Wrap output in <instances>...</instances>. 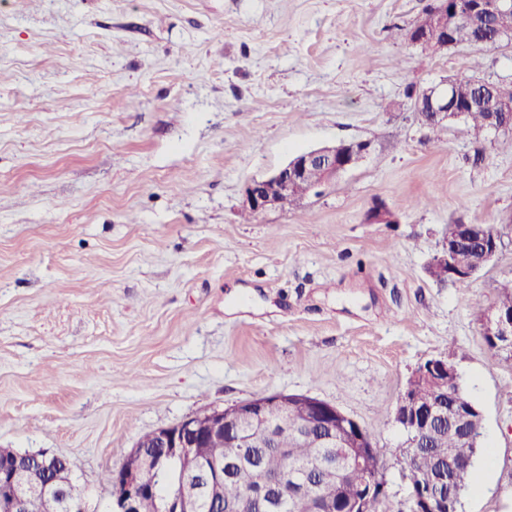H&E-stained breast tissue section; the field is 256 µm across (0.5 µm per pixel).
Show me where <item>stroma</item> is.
<instances>
[{"instance_id":"stroma-1","label":"stroma","mask_w":512,"mask_h":512,"mask_svg":"<svg viewBox=\"0 0 512 512\" xmlns=\"http://www.w3.org/2000/svg\"><path fill=\"white\" fill-rule=\"evenodd\" d=\"M431 0H0V447L66 457L91 512L137 440L273 392L356 419L409 512L399 394L452 364L484 413L460 512H512V366L483 336L512 279V134L435 132L412 97L512 81V46L432 53ZM365 140L320 194L241 218L245 185ZM485 146L476 160V146ZM498 257L434 277L448 227ZM487 225L489 233L482 230V224H457L455 237L446 242L443 255L437 257L432 265L433 275L448 282H466L490 264L500 252L502 238L498 230L493 231L495 225ZM474 244L479 245L480 255L471 250H463L457 254V260L461 264L471 265L480 256L481 264L466 268L458 267L453 261L455 252ZM457 371L448 361L431 359L423 363L420 370H416L413 380L418 383L428 382L448 390V395L457 387Z\"/></svg>"}]
</instances>
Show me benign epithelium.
<instances>
[{
    "label": "benign epithelium",
    "instance_id": "1",
    "mask_svg": "<svg viewBox=\"0 0 512 512\" xmlns=\"http://www.w3.org/2000/svg\"><path fill=\"white\" fill-rule=\"evenodd\" d=\"M485 0H436V5L410 31L411 43H429L442 51L450 47L446 33L456 26L480 27L488 15ZM421 109L418 116L440 123L464 116L453 82L445 81L426 91V98L415 102ZM491 117L482 128L488 136H495L512 125V104L496 102L490 105ZM370 144L363 140L341 142L302 152L294 156L272 175L247 183L241 208L255 215L280 206L282 198L293 192L297 182L308 180L312 170L322 173V180L314 185L320 190L336 182V177L357 166L369 152ZM478 245L481 264L461 268L455 264V252ZM502 247L501 234L485 232L480 224H459L456 235L446 242L443 255L432 265V273L440 280L469 281L490 264ZM483 336L490 339L489 347L512 354V310L493 307L485 317ZM457 371L442 359H431L416 371L413 380L428 382L448 391L457 387ZM449 410L461 425L469 422L461 403L445 404L438 399L427 404L415 396L411 387L398 398L394 420L404 436L406 465L415 459L418 448L425 442L426 429L444 410ZM320 436L325 448L348 449L347 465L359 468L375 449L369 433L352 417L336 406L311 396H297L283 392L261 395L238 403L232 409L213 410L184 419L172 426L160 428L145 435L123 462L112 470L111 512H137L145 494H156V487L142 480V473L153 458L148 448H161L166 458L177 461L181 479L175 490L164 498L162 512H201V504L208 502L221 512H250L251 503L265 496V488L279 487L280 498L294 503L304 512H361V500L336 498L332 488L315 495L297 482L292 484L280 473L257 472L256 485L246 498L224 508V465L206 462L196 449L217 439H227L232 448H248L259 442L273 445L283 436L301 438ZM51 481H34L29 470L0 467V512H90L86 498L68 475ZM456 490H443V480L427 474L409 496L411 512H456Z\"/></svg>",
    "mask_w": 512,
    "mask_h": 512
}]
</instances>
